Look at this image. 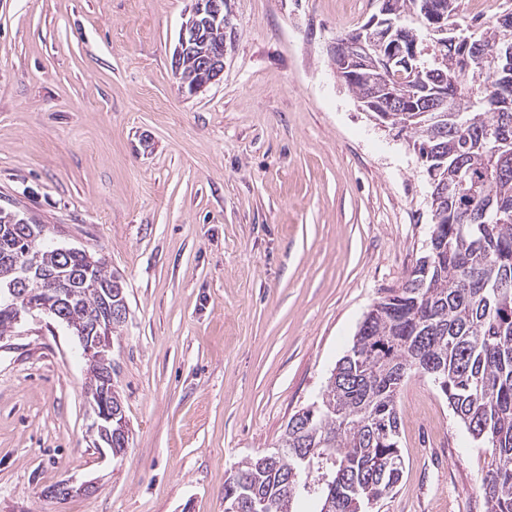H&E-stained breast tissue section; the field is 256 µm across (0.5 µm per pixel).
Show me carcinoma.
<instances>
[{"label": "carcinoma", "mask_w": 512, "mask_h": 512, "mask_svg": "<svg viewBox=\"0 0 512 512\" xmlns=\"http://www.w3.org/2000/svg\"><path fill=\"white\" fill-rule=\"evenodd\" d=\"M429 0H388L391 11L412 21L398 32L405 46L415 49L422 69L419 96L431 93L443 78L453 91L474 96L468 112H453L448 98L442 122L449 125L445 159L430 158L433 115L419 111L418 99H408L397 112L378 111V102L365 101V84L354 71L343 83L365 111L387 127L409 134L426 169L439 174L453 171L454 159H468L461 177L465 192L431 213L427 252L406 274L401 287L391 288L364 316L347 353L338 361L340 371L354 385L340 391L327 382L315 403L294 413L281 435L286 452L272 462L266 455L247 458L235 473L236 483L253 497L266 500V512H279V500L292 491L287 484L297 466L293 449H316L314 471L324 465L334 488L322 487L304 497L317 512H360L365 489L386 496L400 482L397 407L400 387L392 382L395 366H412L429 356L441 368L454 414L472 441L486 448L489 461L482 479L486 512H512V168L500 174L502 145L482 137L496 122L485 99L509 94L500 79L475 76L458 68L442 47L428 37L429 20L423 11ZM486 45L512 46V25L498 20L481 24ZM9 211L0 212V326L8 324L5 311L9 285L15 279L12 256L40 254L43 274H64L72 279L65 316L84 321L101 304L99 291L112 288V304L125 301L124 287L113 283L104 259L77 248L44 246L40 240L16 234Z\"/></svg>", "instance_id": "cac0c4a2"}]
</instances>
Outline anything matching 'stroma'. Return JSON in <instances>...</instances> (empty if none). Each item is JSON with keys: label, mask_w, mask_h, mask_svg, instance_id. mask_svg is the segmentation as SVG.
<instances>
[{"label": "stroma", "mask_w": 512, "mask_h": 512, "mask_svg": "<svg viewBox=\"0 0 512 512\" xmlns=\"http://www.w3.org/2000/svg\"><path fill=\"white\" fill-rule=\"evenodd\" d=\"M190 6L0 0V208L121 276L131 430L101 456L77 338L26 317L0 340V512H224L425 251L423 163L331 59L379 0H231L224 71L194 95L173 67ZM397 405L404 473L370 512H485L488 455L447 397L414 374ZM65 480L93 489L51 497Z\"/></svg>", "instance_id": "35a3bbf8"}]
</instances>
